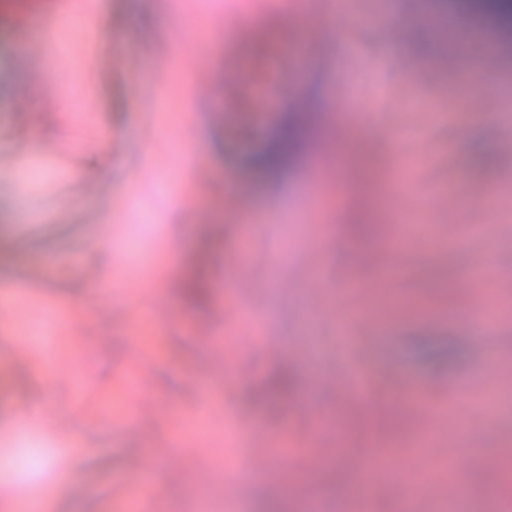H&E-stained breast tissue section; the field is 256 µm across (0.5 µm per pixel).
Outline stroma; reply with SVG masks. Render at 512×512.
I'll return each instance as SVG.
<instances>
[{
    "label": "stroma",
    "mask_w": 512,
    "mask_h": 512,
    "mask_svg": "<svg viewBox=\"0 0 512 512\" xmlns=\"http://www.w3.org/2000/svg\"><path fill=\"white\" fill-rule=\"evenodd\" d=\"M286 2L96 0L65 25L47 21L37 59L0 17V483L51 493V512H129L134 498L140 512H264L282 488L287 512L314 499L327 512H401L380 478L340 498L348 459L369 455L424 472L413 512L512 503V483L487 478L512 450V291L461 284L474 255L512 253V45L496 49L494 107L477 117L482 66L428 7L349 0L339 15L327 2L303 20L320 30L303 43L308 65L277 44L261 50L243 65V102L225 105V52ZM393 53L406 73L386 67ZM201 72L214 83L205 97ZM296 88L312 106L308 142L332 143L342 162L307 150L280 178L261 177L250 158ZM229 190L246 209L225 208ZM441 193L459 199L456 223ZM398 220L412 232L396 247ZM333 238L344 250H324ZM192 263L211 293L188 307L174 289ZM362 282L381 288L348 349L337 323L366 303ZM488 306L492 351L467 321ZM424 338L457 357L427 366L415 355ZM375 358L387 366L371 380L375 402L331 394L346 364ZM288 366L309 412L263 397ZM414 387L432 413L414 411ZM492 396L498 407L485 410ZM23 402L37 418L24 429ZM324 415L339 441L296 476ZM249 456L266 468L221 493L225 462ZM144 471L158 492L139 498Z\"/></svg>",
    "instance_id": "35a3bbf8"
}]
</instances>
